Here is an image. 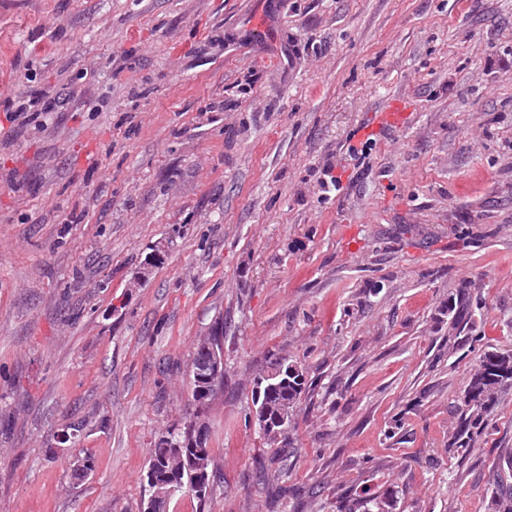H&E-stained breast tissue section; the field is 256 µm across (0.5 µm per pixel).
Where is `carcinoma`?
I'll return each instance as SVG.
<instances>
[{"label":"carcinoma","mask_w":512,"mask_h":512,"mask_svg":"<svg viewBox=\"0 0 512 512\" xmlns=\"http://www.w3.org/2000/svg\"><path fill=\"white\" fill-rule=\"evenodd\" d=\"M451 326L456 335L469 339L475 321L470 297L462 293L448 306ZM512 385V349L504 352L492 351L484 354L479 367L471 376L459 405V426L454 444L466 448L471 440V431L482 426V410L493 400L498 388ZM224 385V375L191 383L192 398L198 405H208L217 391ZM253 406L255 423L268 441L274 442L288 428L291 417L305 393V377L302 369L286 357L278 356L270 363V370L257 378ZM167 449L156 444L150 449L148 467L157 474L163 473ZM488 512H512V486L507 479L500 478L488 503Z\"/></svg>","instance_id":"1"}]
</instances>
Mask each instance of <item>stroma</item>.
Here are the masks:
<instances>
[{
	"label": "stroma",
	"mask_w": 512,
	"mask_h": 512,
	"mask_svg": "<svg viewBox=\"0 0 512 512\" xmlns=\"http://www.w3.org/2000/svg\"><path fill=\"white\" fill-rule=\"evenodd\" d=\"M33 87L68 97L43 130L6 118ZM219 318L214 489L169 512H485L512 386L451 441L512 349V0H0V512H140ZM275 354L307 389L272 443ZM451 315V326L456 335L462 336L463 342L467 341L470 333L474 331L475 321L470 297L464 292L457 300L448 306V316ZM506 384L512 385V349L485 353L460 399L454 444L468 447L472 429L482 426V410L491 403L497 389Z\"/></svg>",
	"instance_id": "stroma-1"
}]
</instances>
